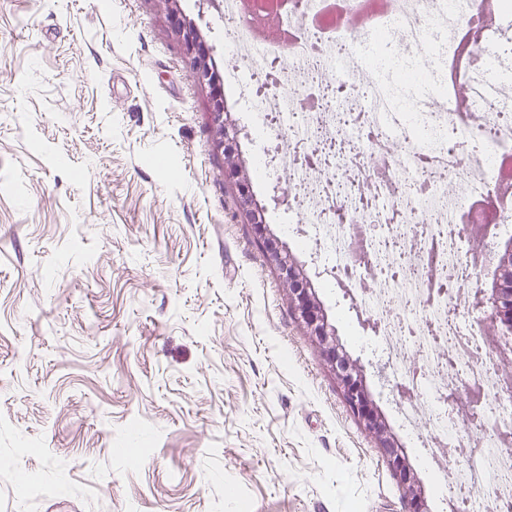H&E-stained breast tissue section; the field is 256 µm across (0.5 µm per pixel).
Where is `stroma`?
I'll return each instance as SVG.
<instances>
[{
    "instance_id": "stroma-1",
    "label": "stroma",
    "mask_w": 512,
    "mask_h": 512,
    "mask_svg": "<svg viewBox=\"0 0 512 512\" xmlns=\"http://www.w3.org/2000/svg\"><path fill=\"white\" fill-rule=\"evenodd\" d=\"M164 0H0V512H402L236 213ZM225 62L224 22L181 0ZM250 191L444 512L341 293Z\"/></svg>"
}]
</instances>
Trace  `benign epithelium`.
Listing matches in <instances>:
<instances>
[{
  "label": "benign epithelium",
  "mask_w": 512,
  "mask_h": 512,
  "mask_svg": "<svg viewBox=\"0 0 512 512\" xmlns=\"http://www.w3.org/2000/svg\"><path fill=\"white\" fill-rule=\"evenodd\" d=\"M179 0H165L166 7L173 18V31L187 52V62L195 72L199 82L213 84L208 50L199 47V32L195 25L177 12ZM213 144L224 148V142L230 138L232 126L224 121L223 91L213 89ZM224 179L238 187L236 206L239 216L252 225L258 242L264 244L269 262L276 266L283 275L288 299L305 323L308 335L322 351L324 360L333 371L341 388L344 400L361 423L364 431L374 437L382 448L387 462L396 477L403 503V512H427L425 500L418 489L416 478L408 467L406 460L395 446L394 438L386 422L378 415L375 407L367 398L362 384L363 367L342 355L341 346L336 343L335 328L328 322L314 289L309 287L307 277L290 257L266 237L265 225L260 222V207L246 186L248 174L244 166L233 159L224 167ZM473 313L502 326L500 353L509 357L512 353V288H494L486 295L477 290L474 297Z\"/></svg>",
  "instance_id": "benign-epithelium-1"
}]
</instances>
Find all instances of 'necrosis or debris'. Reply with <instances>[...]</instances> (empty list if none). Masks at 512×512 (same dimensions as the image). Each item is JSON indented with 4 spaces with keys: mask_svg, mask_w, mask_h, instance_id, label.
Here are the masks:
<instances>
[{
    "mask_svg": "<svg viewBox=\"0 0 512 512\" xmlns=\"http://www.w3.org/2000/svg\"><path fill=\"white\" fill-rule=\"evenodd\" d=\"M288 21L289 45L250 64L263 5L221 0L231 56L242 70L235 88L245 108L270 107L259 133L282 157L280 172L304 225L298 240L327 283L342 286L373 320V347L389 377L409 395L398 419L428 424L430 460L455 472L439 480L452 512L512 503V450L498 439L453 457L460 440L448 420L447 395L466 382L486 396L479 422L512 427V400L488 374L469 296L483 267L468 263L471 224L512 232V0H496L499 26L486 25L485 0H273ZM485 59L504 91H478ZM404 66L439 84L385 117L370 103L384 72Z\"/></svg>",
    "mask_w": 512,
    "mask_h": 512,
    "instance_id": "1",
    "label": "necrosis or debris"
}]
</instances>
